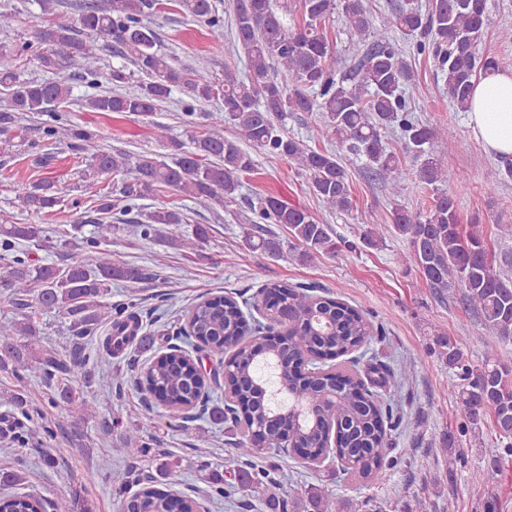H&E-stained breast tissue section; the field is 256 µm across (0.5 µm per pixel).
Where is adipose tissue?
<instances>
[{
  "label": "adipose tissue",
  "instance_id": "adipose-tissue-1",
  "mask_svg": "<svg viewBox=\"0 0 512 512\" xmlns=\"http://www.w3.org/2000/svg\"><path fill=\"white\" fill-rule=\"evenodd\" d=\"M469 114L473 135L486 151L512 160V74L496 72L476 80Z\"/></svg>",
  "mask_w": 512,
  "mask_h": 512
}]
</instances>
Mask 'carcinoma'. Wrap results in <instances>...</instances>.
Returning a JSON list of instances; mask_svg holds the SVG:
<instances>
[{
  "mask_svg": "<svg viewBox=\"0 0 512 512\" xmlns=\"http://www.w3.org/2000/svg\"><path fill=\"white\" fill-rule=\"evenodd\" d=\"M182 13L207 23L217 40L224 38V21L216 15L212 0H178ZM147 0H110L101 7L87 4L80 28L66 24L43 27L36 32L33 50L37 65L54 77L44 81H24L17 73L18 55L0 51V88L8 98L0 108V125L14 122L15 113L50 114L44 127L46 137L78 150L86 149L92 134L71 123L63 115L72 94L73 75L62 63L81 61L79 78L101 93L87 99V106L98 112L151 114L158 103L175 88H183L196 103L222 98L223 107L208 116L201 135L191 149L156 126L158 139L171 148L170 159L156 154L131 155L125 151L99 150L89 155L83 169L84 181L112 174V196L105 197L98 210L114 209L127 215L135 201L154 198L173 190L190 198L207 200L219 207L239 204L241 177L254 167L251 155L240 143L252 145L270 155L291 161L302 171L311 190L329 212L353 209L349 169L361 163L385 184L389 194L398 198L404 190L403 159L385 141L388 130H401L406 151L418 162L419 182L433 187L435 195L427 209L412 212L396 205L387 224L364 226L360 240L369 248L384 245L392 236L406 242L400 261L418 268L436 295H459L465 311L491 333L498 347L474 363L463 350L459 337L439 336L438 355L451 370L448 396L462 408V420L455 429L442 435V445L455 453L454 462L466 467L469 452L486 445L484 429L494 435L489 448L490 468L504 456H512V276L495 267L487 238L478 224L464 228L460 224L455 195L438 187L448 169V159L430 151L431 141L451 134L444 126L438 130L419 122L411 113L407 95L411 73L392 32L428 38L416 51L431 54L437 63L450 101L460 112L469 110L474 81L479 75L512 71V59L482 57L477 52L489 22L487 0H432L427 13L413 6V0L397 5L391 16L376 25L363 0H302L303 22L288 28L274 8L272 0H237L234 15V44L248 62L246 77L227 69L224 84H214L203 70L189 71L175 66L172 58L157 48L155 30L143 22ZM340 15L357 37L354 43L355 82L335 80L326 61L332 47L323 33L333 14ZM114 42L120 56L144 75L147 81L132 93H114L111 87L126 83L125 67L106 68L98 64L102 46ZM277 63L295 82L288 89L271 75V63ZM292 112L317 113L327 132L339 143L340 152L308 148L288 136L282 122ZM236 130L238 140L224 137V128ZM15 204L20 210L41 216L53 211L58 200L53 184L47 180L21 182L13 187ZM260 219L282 224L288 230V243L296 257L307 262L321 255L336 254L338 243L329 224L316 220L302 208L290 206L269 196L260 200ZM142 244L150 247L163 242L177 249L193 250L209 234L198 224L187 233L183 212L167 206L155 207L134 220ZM71 238L77 244L65 253L62 263H36L32 250L49 248L50 237L41 224L0 222V251L7 263L0 266V288L18 310L11 325L0 326V371L21 381L31 368L40 371L41 380L54 388L49 398L53 405L64 404L78 413L93 414L97 403L87 398L90 384L84 354V337L108 324L103 348L119 352L131 343L137 332L125 333L129 323L139 328L134 313L125 306L109 308L102 298L112 282L136 284L141 272L123 262L112 260L107 246L120 231V225L95 220L90 234H82L83 225L72 224ZM244 248L270 257H278L283 242L265 237L256 224L243 228ZM262 294L282 298L281 310L290 312L288 345L274 337L267 348L276 356L306 354L317 357L327 353L350 355L374 337V325L363 311L332 297H316L300 286L270 282ZM53 313L69 321L72 332L69 351L61 356L52 350H39L31 340L42 335L41 318ZM188 331L182 340L206 358L224 362V398L247 389L254 377L256 354L244 337L260 333L244 317L233 297H216L195 304L187 316ZM145 391L158 389L174 409L190 405L207 381L196 370L195 361L183 347L169 346L151 357L148 371L138 381ZM294 396L303 404L323 413L305 428L294 432V443L305 448L320 447L329 425L339 427L340 442L349 454L351 465L342 468L346 478L367 482L382 468L391 469L397 460L390 457L392 447L387 419L390 408L355 374L336 385L328 372L301 376L294 380ZM229 408L202 402V413L216 423L228 418ZM270 411L260 409L247 419H235L242 428L235 448L236 457L250 469L234 476V481L218 482L213 494L234 501L239 487L261 489L267 494L266 506H280L283 490L278 475L256 467L252 459L261 449L250 442L249 432L264 422ZM147 428L137 427L124 434V454L133 460L144 456ZM172 492L143 487L122 507L127 512H170ZM43 501L31 493L0 496V512H38ZM51 512H77L78 502L62 495L50 502ZM302 512H344V504L332 494L317 488L305 491Z\"/></svg>",
  "mask_w": 512,
  "mask_h": 512,
  "instance_id": "cac0c4a2",
  "label": "carcinoma"
}]
</instances>
